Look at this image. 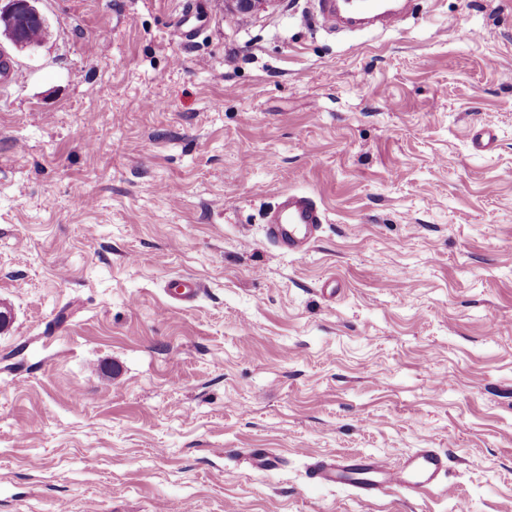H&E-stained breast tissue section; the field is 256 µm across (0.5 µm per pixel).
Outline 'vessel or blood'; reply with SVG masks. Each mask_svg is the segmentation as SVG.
Segmentation results:
<instances>
[{
  "label": "vessel or blood",
  "instance_id": "obj_1",
  "mask_svg": "<svg viewBox=\"0 0 512 512\" xmlns=\"http://www.w3.org/2000/svg\"><path fill=\"white\" fill-rule=\"evenodd\" d=\"M349 23H369L383 30L397 28L400 11L391 0H346ZM200 20L198 5H190L174 28L183 41L194 38ZM325 221L323 210L309 197L288 193L283 195L266 218L268 237L282 250L302 252L318 236ZM448 472V456L433 448H420L396 467L372 456H341L329 461L314 462L311 479L321 484L352 487L358 497L372 499L384 491L396 490L412 498L440 486Z\"/></svg>",
  "mask_w": 512,
  "mask_h": 512
}]
</instances>
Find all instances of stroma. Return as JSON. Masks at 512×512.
<instances>
[{
  "label": "stroma",
  "instance_id": "1",
  "mask_svg": "<svg viewBox=\"0 0 512 512\" xmlns=\"http://www.w3.org/2000/svg\"><path fill=\"white\" fill-rule=\"evenodd\" d=\"M206 2L189 43L186 0H39L0 44V512H512V0ZM285 192L326 216L303 253ZM418 448L445 490L308 476ZM8 3L3 8L0 7L1 13L6 19L0 15V22L3 27H9L3 33V36L8 39L17 49H24L30 47L31 44H40L42 36L45 32V26L35 24L30 26L25 33V40L21 36V29L26 26L28 22L44 20L42 14L36 7L38 0H4ZM29 42V43H28ZM197 0L196 3L190 5L186 8L185 13H182V16L176 23L174 28L175 36L182 41H189L194 38L197 34L198 22H200V11H199V2ZM350 16L346 17L348 23L367 22L382 30L396 29L400 22L399 9L388 2L379 0H345ZM365 10V11H363ZM324 221L323 210L313 200L288 193L268 213L267 235L284 251L303 252L315 241Z\"/></svg>",
  "mask_w": 512,
  "mask_h": 512
}]
</instances>
